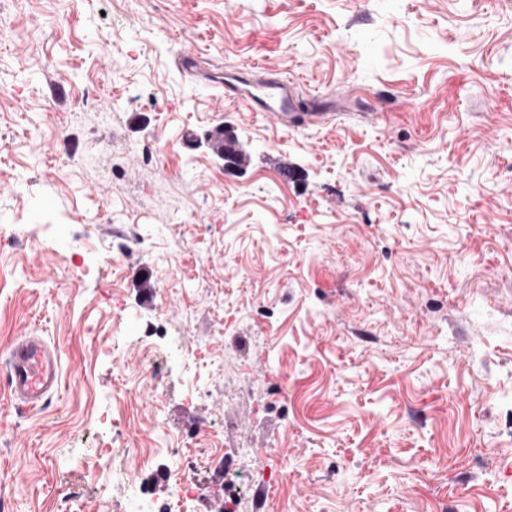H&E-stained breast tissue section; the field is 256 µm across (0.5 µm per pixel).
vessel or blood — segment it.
<instances>
[{"label": "vessel or blood", "mask_w": 512, "mask_h": 512, "mask_svg": "<svg viewBox=\"0 0 512 512\" xmlns=\"http://www.w3.org/2000/svg\"><path fill=\"white\" fill-rule=\"evenodd\" d=\"M225 97L241 103L247 111L257 112L290 128H305L319 123V112H301L287 81L265 79L244 92L233 83L224 87ZM8 387L14 400L35 408L60 387V358L55 347L43 337L30 333L16 336L8 348Z\"/></svg>", "instance_id": "vessel-or-blood-1"}]
</instances>
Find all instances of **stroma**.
Instances as JSON below:
<instances>
[{
  "label": "stroma",
  "instance_id": "35a3bbf8",
  "mask_svg": "<svg viewBox=\"0 0 512 512\" xmlns=\"http://www.w3.org/2000/svg\"><path fill=\"white\" fill-rule=\"evenodd\" d=\"M265 73L322 121L223 99ZM1 235L11 512L166 499L165 448L194 512H512V0H0ZM8 387L14 400L36 408L60 387V358L43 336L22 333L8 348Z\"/></svg>",
  "mask_w": 512,
  "mask_h": 512
}]
</instances>
